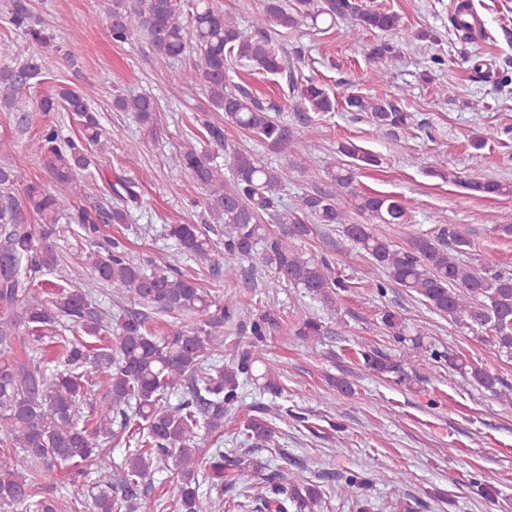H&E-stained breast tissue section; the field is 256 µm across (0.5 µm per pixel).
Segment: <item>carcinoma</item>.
<instances>
[{
  "label": "carcinoma",
  "mask_w": 512,
  "mask_h": 512,
  "mask_svg": "<svg viewBox=\"0 0 512 512\" xmlns=\"http://www.w3.org/2000/svg\"><path fill=\"white\" fill-rule=\"evenodd\" d=\"M101 0L107 28L113 41L127 43L135 36L145 39L154 54L164 60L192 57L194 62L181 75L184 86L206 88L213 108L224 112V120L247 131L271 147L288 144V126L272 116L250 95L227 90L228 61L244 62L254 69L277 74L283 70L282 56L271 32L276 27L293 29L301 21H353L351 33L361 30L389 32L400 27V16L359 0H264L262 12L251 30L239 28L236 19L214 9L210 0ZM472 13L465 3L456 7L450 22L458 35L467 39ZM7 21L15 31L11 47L18 64L0 68V106L14 113L16 124L26 129L30 113L64 110L80 125L76 137H64L55 125L46 128L38 140L51 188L26 181L10 167H0V349H11L23 334L43 337L42 330L63 319L73 321L85 336L108 337L111 344L95 348L78 338L58 337L60 360L46 362L35 357L27 363L0 360V445L12 454L0 458V509L17 512H85V498L92 499L91 512H139V488L155 471L173 463L165 498L158 503L171 512H220L219 497L201 490L224 489L235 472L248 466L260 469L249 457L224 454L216 445L205 466L198 462L197 449L202 425L217 429L224 424V412L248 409L242 425L244 441L253 448L275 443L273 420L279 416L275 403L246 406L240 393V378L259 383L264 393L276 398L283 387L277 368L266 358L258 343L266 335L270 317L251 318L232 298L222 301L204 288L199 279L177 268L179 256L188 255L204 265L214 263L219 253L224 280L235 282L246 270H270L307 294L327 302L347 284L329 274L325 259L315 260L299 252L298 242L310 236L319 224L341 225L342 238L336 249H356L382 277L370 283L373 292L384 295L386 288L403 289L432 312L446 316L461 328L488 333V341L498 352L512 357V272L478 269L460 256L471 249V241L452 224L443 225L434 236L407 223V208L392 196L354 190L355 169L377 163V159L354 145H343L340 153L350 162L327 169L337 188L350 196V209L339 205L331 194L303 195L288 208L282 192L290 181L289 171L304 169L312 162L313 140L296 143L294 160L283 167L261 163L247 151L230 147L224 139V125L205 122L210 142L224 150L231 177L210 155L190 145L171 158L172 166L189 173L206 192L205 203L214 218L231 226L223 251L198 224H170L168 234L178 246L177 253L163 265L148 272L133 262L117 242H108L85 255L97 279L113 293L134 297L140 310H129L112 319V309H97L85 289L73 284L56 286L37 280V275L58 265L51 239L58 224H76L83 236L97 244L102 224H127L131 207L139 200L138 183L117 177L92 179L85 171L106 151V140L96 112L87 96L69 85L60 84L54 93L40 99L31 89L43 81L44 53L58 51L52 33L34 14L29 0H10ZM397 51L386 41H376L366 49V58L377 65L380 77L388 73ZM291 87L300 89L299 98L311 112H330L336 100L314 79ZM341 105L349 112H365L375 127L394 133L420 126L415 115L386 99L344 95ZM112 106L131 113L150 135L156 101L147 94L122 93ZM466 188L487 195H509L512 186L481 177H468ZM110 195L106 208L76 206L74 196L85 198ZM366 214L384 224L398 227L408 247L398 248L376 235L371 225L353 222L350 211ZM281 225L277 235L266 233L264 220ZM184 314L195 322L173 323L162 336L146 328L148 314ZM251 318V348L242 351L227 365L216 363L224 352V323L233 316ZM381 322L387 335L401 342L413 337V349L427 354L456 371L474 387L512 404V385L497 374L470 362L457 352L439 350L425 342L424 324L409 323L395 311L385 310ZM323 326L310 318L297 335L315 349ZM363 365L375 375L403 373V364L379 353H362ZM102 376L108 386L109 401L96 415L93 430L79 426L77 416L89 388L90 378ZM184 390L176 404L167 397L175 389ZM123 439L135 447L116 463L105 456L99 439ZM96 463L98 477L88 481L87 466ZM55 466L67 468L73 493L63 504L48 496L45 477ZM338 488L359 494L371 480L361 472L347 471L337 478ZM253 512H322L324 496L320 486L306 480L288 485L268 483L254 490Z\"/></svg>",
  "instance_id": "cac0c4a2"
}]
</instances>
